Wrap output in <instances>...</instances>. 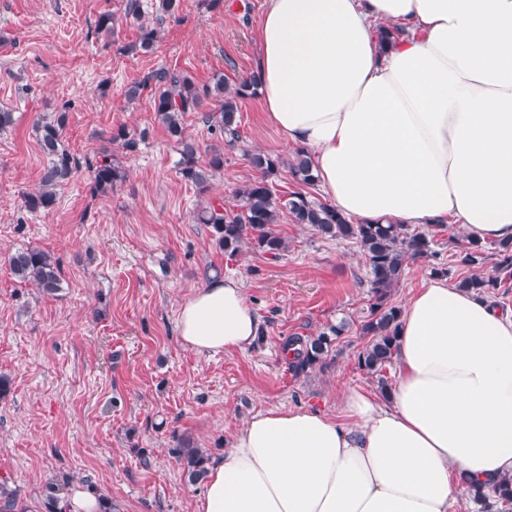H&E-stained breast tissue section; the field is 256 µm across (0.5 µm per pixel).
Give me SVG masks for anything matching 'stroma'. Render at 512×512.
I'll use <instances>...</instances> for the list:
<instances>
[{"instance_id":"35a3bbf8","label":"stroma","mask_w":512,"mask_h":512,"mask_svg":"<svg viewBox=\"0 0 512 512\" xmlns=\"http://www.w3.org/2000/svg\"><path fill=\"white\" fill-rule=\"evenodd\" d=\"M125 0H0V373L12 386L0 398V479L21 504L44 503L71 479L111 500L112 512H193L199 485L187 483L173 450L181 441L223 453L256 412L310 407L333 415L350 388L377 390L358 366L368 343V272L356 244L322 238L281 213L279 260L250 247L224 253L210 226L192 220L209 200L239 205L237 188L254 172V151L292 155L268 121L260 96L242 101L239 137L210 133L204 114L185 113V132L224 153L206 190L183 179L177 145L149 99L127 103L125 85L169 69L196 84H234L252 72L265 0H183L165 19L150 53L133 51L137 22L96 32L99 16L122 15ZM66 113L62 140L77 161L55 204L33 212L47 163L33 129L37 117ZM126 126L136 152L109 145ZM124 174L97 189L85 165L102 149ZM434 256L410 262L392 300L403 305L448 268L449 282L490 272L462 261L465 232L452 224L428 231ZM48 251L61 287L46 296L15 280L8 263L19 248ZM239 279L262 338L244 351L200 355L176 333L180 306L217 277ZM343 325L324 369L294 373L281 355L291 336Z\"/></svg>"}]
</instances>
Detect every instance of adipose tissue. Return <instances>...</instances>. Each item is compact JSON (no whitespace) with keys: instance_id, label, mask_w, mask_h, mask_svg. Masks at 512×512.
<instances>
[{"instance_id":"adipose-tissue-1","label":"adipose tissue","mask_w":512,"mask_h":512,"mask_svg":"<svg viewBox=\"0 0 512 512\" xmlns=\"http://www.w3.org/2000/svg\"><path fill=\"white\" fill-rule=\"evenodd\" d=\"M253 72L342 215L512 240V0H266ZM176 327L216 355L252 346L259 318L227 276ZM396 336L386 399L256 413L194 512H455L467 486L512 476V309L435 277Z\"/></svg>"}]
</instances>
